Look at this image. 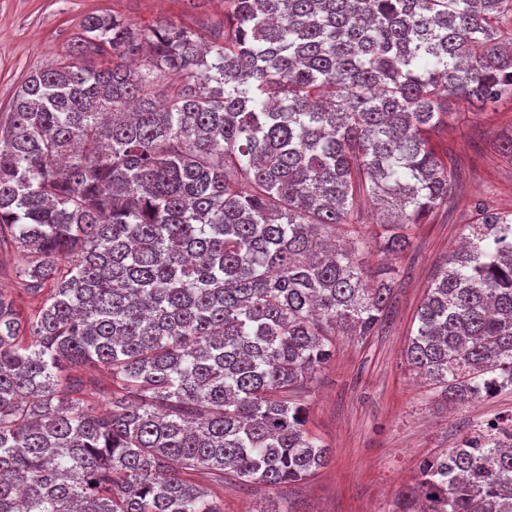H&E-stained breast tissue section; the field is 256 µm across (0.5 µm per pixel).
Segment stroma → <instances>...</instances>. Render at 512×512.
Masks as SVG:
<instances>
[{
  "mask_svg": "<svg viewBox=\"0 0 512 512\" xmlns=\"http://www.w3.org/2000/svg\"><path fill=\"white\" fill-rule=\"evenodd\" d=\"M92 13L140 27L201 28L223 21L224 0H0V118L27 75L55 66ZM511 140L512 98L486 107L449 98L448 126L432 137L455 175L448 204L414 230L397 260L386 322L363 341L337 337L335 358L310 392L307 428L328 448L327 463L298 483L225 479L224 512H394L424 458L455 447L478 424L512 416V387L452 411L403 357L417 309L452 249L483 209L512 211V155L503 150ZM75 384L81 399L107 409L106 367L66 370L61 390Z\"/></svg>",
  "mask_w": 512,
  "mask_h": 512,
  "instance_id": "1",
  "label": "stroma"
}]
</instances>
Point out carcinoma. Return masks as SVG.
<instances>
[{"label": "carcinoma", "instance_id": "obj_1", "mask_svg": "<svg viewBox=\"0 0 512 512\" xmlns=\"http://www.w3.org/2000/svg\"><path fill=\"white\" fill-rule=\"evenodd\" d=\"M506 18L512 0H224L207 45L85 17L0 123V243L47 292L28 321L0 293V512H222L228 472L325 465L310 388L334 337L386 319L369 256L448 204L440 92H512ZM363 197L394 219L363 230ZM417 321L404 356L445 402L512 386V213L469 225ZM97 364L119 387L102 415L58 392ZM396 512H512V418L424 459Z\"/></svg>", "mask_w": 512, "mask_h": 512}]
</instances>
